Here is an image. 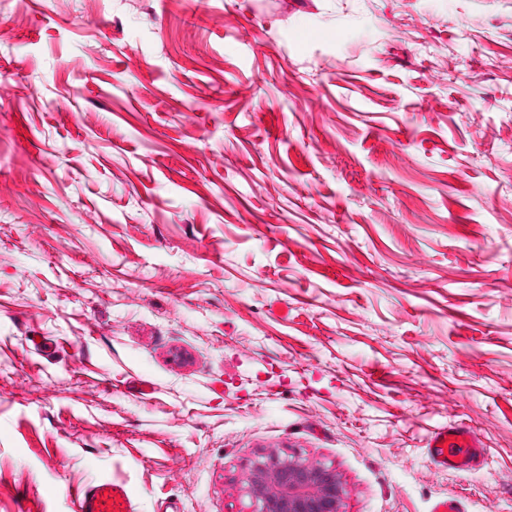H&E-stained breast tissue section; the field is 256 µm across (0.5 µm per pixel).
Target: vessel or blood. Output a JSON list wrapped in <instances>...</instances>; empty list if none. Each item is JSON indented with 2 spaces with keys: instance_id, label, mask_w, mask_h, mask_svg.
I'll return each mask as SVG.
<instances>
[{
  "instance_id": "b4317fda",
  "label": "vessel or blood",
  "mask_w": 512,
  "mask_h": 512,
  "mask_svg": "<svg viewBox=\"0 0 512 512\" xmlns=\"http://www.w3.org/2000/svg\"><path fill=\"white\" fill-rule=\"evenodd\" d=\"M427 458L441 472L467 471L485 459L480 436L463 424L448 425L434 431L427 441ZM78 512H135L123 488L103 479L80 487Z\"/></svg>"
}]
</instances>
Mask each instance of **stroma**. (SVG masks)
I'll return each mask as SVG.
<instances>
[{
  "instance_id": "1",
  "label": "stroma",
  "mask_w": 512,
  "mask_h": 512,
  "mask_svg": "<svg viewBox=\"0 0 512 512\" xmlns=\"http://www.w3.org/2000/svg\"><path fill=\"white\" fill-rule=\"evenodd\" d=\"M0 512H512V0H0ZM464 422L487 460L438 472ZM426 454L430 464L440 472L468 471L486 457L480 436L464 424L434 431L427 441ZM246 492L253 512H343L345 495L332 469L277 453L254 463ZM79 512H135L130 496L112 480H98L77 490Z\"/></svg>"
}]
</instances>
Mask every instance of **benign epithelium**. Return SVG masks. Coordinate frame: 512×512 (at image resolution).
I'll return each instance as SVG.
<instances>
[{
  "label": "benign epithelium",
  "instance_id": "1",
  "mask_svg": "<svg viewBox=\"0 0 512 512\" xmlns=\"http://www.w3.org/2000/svg\"><path fill=\"white\" fill-rule=\"evenodd\" d=\"M246 492L253 512H343L345 495L333 470L277 453L254 463Z\"/></svg>",
  "mask_w": 512,
  "mask_h": 512
}]
</instances>
